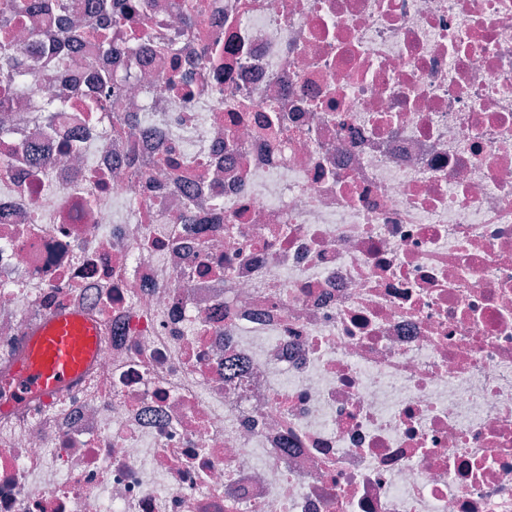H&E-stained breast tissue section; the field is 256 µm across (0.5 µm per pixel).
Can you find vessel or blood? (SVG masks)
<instances>
[{
	"instance_id": "obj_1",
	"label": "vessel or blood",
	"mask_w": 512,
	"mask_h": 512,
	"mask_svg": "<svg viewBox=\"0 0 512 512\" xmlns=\"http://www.w3.org/2000/svg\"><path fill=\"white\" fill-rule=\"evenodd\" d=\"M97 342V327L82 313L44 320L33 331L28 357L15 375L14 396H47L73 382L96 355Z\"/></svg>"
}]
</instances>
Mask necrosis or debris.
<instances>
[{"label":"necrosis or debris","instance_id":"obj_1","mask_svg":"<svg viewBox=\"0 0 512 512\" xmlns=\"http://www.w3.org/2000/svg\"><path fill=\"white\" fill-rule=\"evenodd\" d=\"M205 2L111 112L5 115L0 391L46 317L100 343L0 405V512H512V0Z\"/></svg>","mask_w":512,"mask_h":512}]
</instances>
